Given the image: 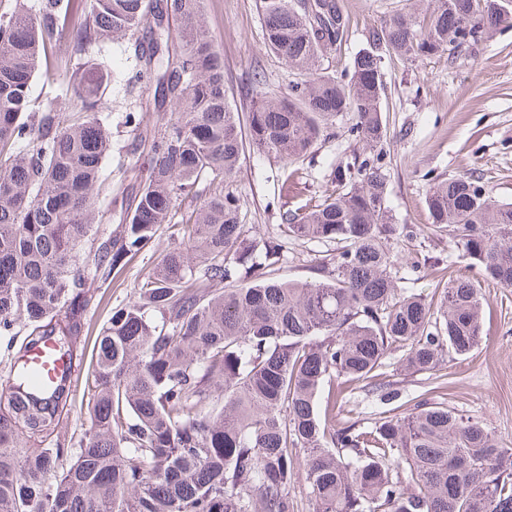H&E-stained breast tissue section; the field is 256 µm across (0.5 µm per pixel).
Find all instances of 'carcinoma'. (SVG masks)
<instances>
[{
  "label": "carcinoma",
  "mask_w": 512,
  "mask_h": 512,
  "mask_svg": "<svg viewBox=\"0 0 512 512\" xmlns=\"http://www.w3.org/2000/svg\"><path fill=\"white\" fill-rule=\"evenodd\" d=\"M8 0L0 12V349L9 380L24 352L55 339L77 374L93 285L127 259L174 241L130 299L112 309L87 376L90 428L42 447L71 387H15L0 399V512H297L303 481L316 512H512V448L443 402L402 401L386 368L432 373L480 341L481 281L451 276L439 300L401 293L391 275L399 234L383 166L353 155L332 167L314 205L281 215V232L336 243L311 280L277 276L280 245L251 238L232 183L244 149L291 165L349 115L374 148L387 137L383 59L462 49L489 27L512 28V0H431L423 19L399 13L372 30L345 80L321 68L349 26L338 0H256L264 47L301 79L240 115L201 0ZM177 22V33L164 27ZM125 41L127 153L148 176L113 206L118 232L95 219L112 140L106 87L75 81L89 51ZM63 45L73 81L36 107L30 83ZM157 77L149 99L135 93ZM173 105L162 127L149 114ZM187 203L177 212L175 203ZM432 231L453 226L462 257L512 286V202L470 176L434 183ZM372 388L386 415L369 430L336 418L334 376ZM307 451L299 463L297 449Z\"/></svg>",
  "instance_id": "carcinoma-1"
}]
</instances>
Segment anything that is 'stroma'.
Segmentation results:
<instances>
[{
    "label": "stroma",
    "instance_id": "1",
    "mask_svg": "<svg viewBox=\"0 0 512 512\" xmlns=\"http://www.w3.org/2000/svg\"><path fill=\"white\" fill-rule=\"evenodd\" d=\"M349 17V31L324 64L347 72L355 54L366 48L374 28L396 12L424 14L426 0H339ZM206 28L224 59L226 89L240 112L259 99L283 91L291 74L284 60L264 48L262 20L254 0H203ZM88 78L109 75L112 114L108 127L114 149L131 143L134 133L124 120L123 84L133 60L120 43L91 51ZM383 117L388 137L382 164L387 173L389 205L403 232L395 240L392 274L400 287L425 298H437L448 272L475 276L464 260L452 228L432 232L425 198L433 180L459 175L482 177L490 194L512 202V28L490 29L477 45L455 57L439 53L414 61L384 60ZM72 70L65 48H57L33 78L36 102L54 96ZM351 118L330 128L311 161L303 165L306 197H318L331 163L360 154L372 157L353 135ZM276 162L246 152L235 187L241 196V221L259 240L277 238L281 245L278 274L306 280L313 266L334 254L332 242L285 235L280 230L281 184ZM156 256L145 251L130 258L98 290L100 303L89 314L86 351L113 307L126 302L152 267ZM482 339L469 355L447 362L442 379L422 373L400 383L404 399L435 389L437 401L459 416L482 421L505 447L512 448V286H485Z\"/></svg>",
    "mask_w": 512,
    "mask_h": 512
}]
</instances>
